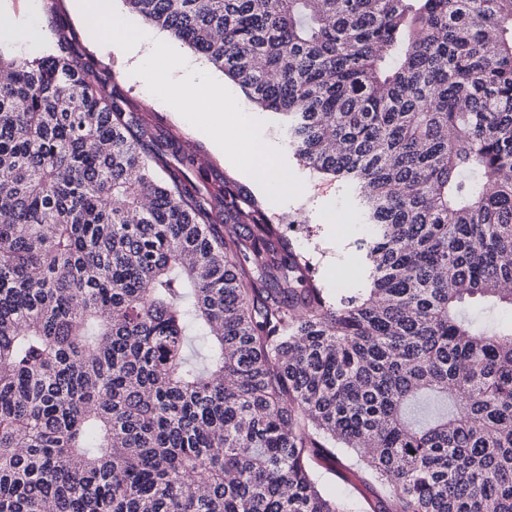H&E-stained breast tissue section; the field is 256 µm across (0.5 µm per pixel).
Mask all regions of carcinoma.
<instances>
[{
    "mask_svg": "<svg viewBox=\"0 0 512 512\" xmlns=\"http://www.w3.org/2000/svg\"><path fill=\"white\" fill-rule=\"evenodd\" d=\"M123 2L357 192L372 288L95 64L0 51V512H352L338 448L358 512H512V0ZM322 492L330 497L357 501L371 496V489L365 486L352 473H347V481H342L333 474L325 463L315 466Z\"/></svg>",
    "mask_w": 512,
    "mask_h": 512,
    "instance_id": "1",
    "label": "carcinoma"
}]
</instances>
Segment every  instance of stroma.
<instances>
[{
	"mask_svg": "<svg viewBox=\"0 0 512 512\" xmlns=\"http://www.w3.org/2000/svg\"><path fill=\"white\" fill-rule=\"evenodd\" d=\"M0 15L11 20L14 32L13 37L0 39L1 50L17 57H41L54 49L55 29H64L74 55L93 58L115 77L137 104L140 120L160 126L166 135L196 150L203 164L239 179V172L207 138L194 136L188 121L158 101L167 87L178 82L181 61L198 60V53L187 44L177 45L180 62H166L149 81L130 69L115 46L90 42L74 0H0ZM224 99L230 111L250 116L259 139L286 160L296 183L294 193L283 200L273 199L265 191L259 197L268 215L282 224L295 249L308 256L320 285L331 291L368 288L367 262L360 243L369 228L351 190L335 178L305 167L288 148L276 119L249 103L234 83L225 82Z\"/></svg>",
	"mask_w": 512,
	"mask_h": 512,
	"instance_id": "1",
	"label": "stroma"
}]
</instances>
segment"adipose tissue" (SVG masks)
Instances as JSON below:
<instances>
[{"instance_id":"1","label":"adipose tissue","mask_w":512,"mask_h":512,"mask_svg":"<svg viewBox=\"0 0 512 512\" xmlns=\"http://www.w3.org/2000/svg\"><path fill=\"white\" fill-rule=\"evenodd\" d=\"M80 11L92 41L98 42L104 35H112L115 46L137 57L139 71L152 72L153 55L143 52L142 37L123 15L113 14L112 29L107 32L100 23L97 0H80ZM182 71L176 93L168 100L169 105L183 112L205 109L201 130L203 135L212 138L215 148L250 181L261 187L272 186L275 196H286L289 186L286 166L256 139L250 118L242 113L225 115L224 98L211 85L203 69L186 63Z\"/></svg>"}]
</instances>
